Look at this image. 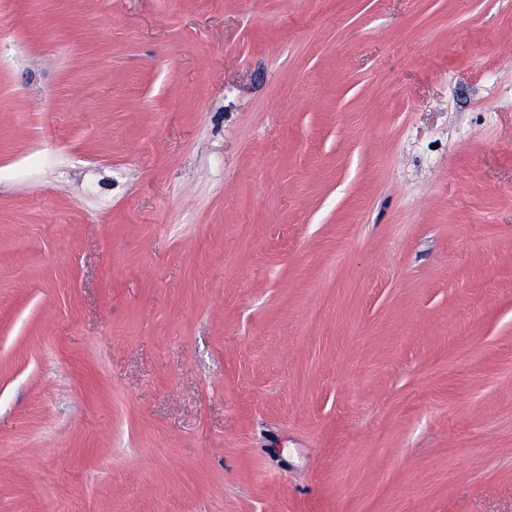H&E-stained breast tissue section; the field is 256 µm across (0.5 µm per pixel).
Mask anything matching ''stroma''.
Instances as JSON below:
<instances>
[{
    "label": "stroma",
    "instance_id": "35a3bbf8",
    "mask_svg": "<svg viewBox=\"0 0 512 512\" xmlns=\"http://www.w3.org/2000/svg\"><path fill=\"white\" fill-rule=\"evenodd\" d=\"M0 512H512V0H0Z\"/></svg>",
    "mask_w": 512,
    "mask_h": 512
}]
</instances>
